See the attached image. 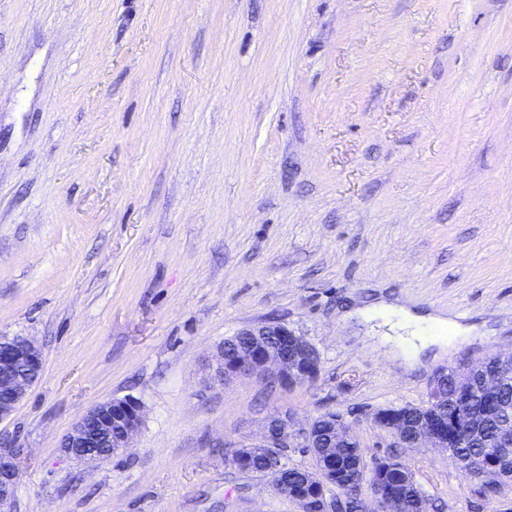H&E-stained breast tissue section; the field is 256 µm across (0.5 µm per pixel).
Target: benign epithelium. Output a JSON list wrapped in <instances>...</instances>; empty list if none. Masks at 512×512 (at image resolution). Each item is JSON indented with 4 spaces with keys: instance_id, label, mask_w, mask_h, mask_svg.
<instances>
[{
    "instance_id": "7a95c632",
    "label": "benign epithelium",
    "mask_w": 512,
    "mask_h": 512,
    "mask_svg": "<svg viewBox=\"0 0 512 512\" xmlns=\"http://www.w3.org/2000/svg\"><path fill=\"white\" fill-rule=\"evenodd\" d=\"M242 344L233 357L224 355L219 348L216 357L214 380L242 376H259L272 387H293L314 380L319 372L320 355L317 349L302 335L280 323L247 327L238 332ZM500 369L495 373L482 372L478 362L462 373L456 371L438 372L430 386L428 404L442 405L448 398V387L455 389L458 398L473 389V383L480 381L484 392L492 395L501 384L502 374L512 370V354L496 355ZM43 369L40 350L25 336L0 337V422L10 417L25 398L29 388L39 378ZM144 413L143 402L134 397L111 399L89 407L77 419L71 430L61 441V450L69 458L80 462H105L104 453L96 445L104 441L117 453L130 447L138 432ZM391 415H377V425L390 432L397 443L404 448H434L448 457H453L448 444V428L463 430L468 418L462 408L443 419L421 418L409 424L410 435L404 439L396 428L388 425ZM330 426L336 434V443L347 445L355 442L349 425L337 415L330 419ZM316 448L317 436L312 426L297 429L293 420L281 416L270 417L263 429L261 440L256 444L258 451L270 460L264 474L277 481L280 471L278 450L281 448ZM512 447V425L502 422L497 435L486 452L474 459L472 466L489 470L497 464L498 450ZM24 449L0 437V512H15L18 468ZM349 477L344 485L343 496L328 495L326 487L327 470L318 463L308 471L305 486L308 491L292 493V501L299 512H310L309 503L319 501L318 512H346L356 506L360 512L367 510V501L375 507L372 512H391L394 498L390 490L381 486H367L363 482L362 467Z\"/></svg>"
}]
</instances>
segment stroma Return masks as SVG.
<instances>
[{"label":"stroma","instance_id":"1","mask_svg":"<svg viewBox=\"0 0 512 512\" xmlns=\"http://www.w3.org/2000/svg\"><path fill=\"white\" fill-rule=\"evenodd\" d=\"M382 303L461 332L391 335ZM271 321L316 379L214 383ZM0 336L43 355L0 423L17 512H298L228 456L325 412L429 512H512L374 421L512 352V0H0ZM128 395L130 448L60 452ZM393 459L394 458L390 456L379 458V460L374 462L372 471L377 474L378 477L381 472L386 471L388 486L391 488L393 493L398 494L399 496L407 492L411 493L412 491L421 494L410 467L407 464L400 467L398 464H394L392 462Z\"/></svg>","mask_w":512,"mask_h":512}]
</instances>
